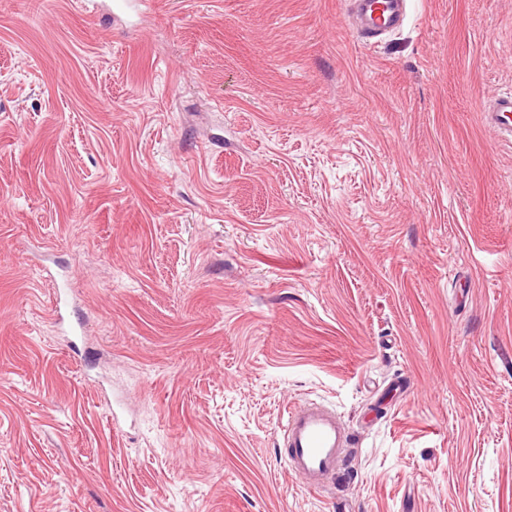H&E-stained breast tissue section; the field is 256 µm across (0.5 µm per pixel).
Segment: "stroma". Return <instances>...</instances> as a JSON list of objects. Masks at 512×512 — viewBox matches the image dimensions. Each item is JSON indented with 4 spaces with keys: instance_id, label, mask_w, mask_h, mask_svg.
<instances>
[{
    "instance_id": "35a3bbf8",
    "label": "stroma",
    "mask_w": 512,
    "mask_h": 512,
    "mask_svg": "<svg viewBox=\"0 0 512 512\" xmlns=\"http://www.w3.org/2000/svg\"><path fill=\"white\" fill-rule=\"evenodd\" d=\"M112 2L0 0V512H512V0ZM351 4L363 22L358 35L371 44L380 34L398 29L406 18V0H352ZM485 122L498 138L512 140V92L498 94L485 111ZM284 457L289 470L298 474L306 488L318 491L346 462L351 433L331 406L305 402L287 410L283 426Z\"/></svg>"
}]
</instances>
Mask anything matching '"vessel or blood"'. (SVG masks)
Masks as SVG:
<instances>
[{
  "label": "vessel or blood",
  "instance_id": "1",
  "mask_svg": "<svg viewBox=\"0 0 512 512\" xmlns=\"http://www.w3.org/2000/svg\"><path fill=\"white\" fill-rule=\"evenodd\" d=\"M362 19L359 36L373 42L382 33L403 25L406 0H351ZM489 129L500 138L512 140V92L498 94L485 113ZM284 457L289 469L298 474L306 488L318 491L341 470L346 450L354 442L351 433L331 406L306 402L291 407L283 427Z\"/></svg>",
  "mask_w": 512,
  "mask_h": 512
}]
</instances>
